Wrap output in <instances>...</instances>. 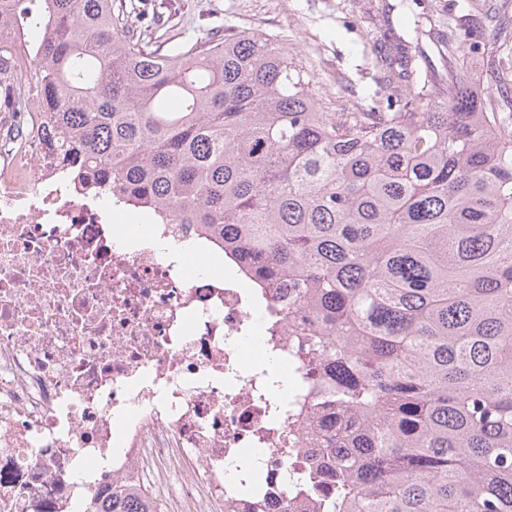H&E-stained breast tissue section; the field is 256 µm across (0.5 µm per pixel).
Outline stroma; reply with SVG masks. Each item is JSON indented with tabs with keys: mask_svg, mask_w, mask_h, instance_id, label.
<instances>
[{
	"mask_svg": "<svg viewBox=\"0 0 512 512\" xmlns=\"http://www.w3.org/2000/svg\"><path fill=\"white\" fill-rule=\"evenodd\" d=\"M186 32L222 25L273 36L302 61L327 112L366 111L382 77L380 55L398 39L414 73L448 52L485 82L491 63L512 71V39L500 18L512 0H165Z\"/></svg>",
	"mask_w": 512,
	"mask_h": 512,
	"instance_id": "1",
	"label": "stroma"
}]
</instances>
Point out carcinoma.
<instances>
[{
  "instance_id": "carcinoma-1",
  "label": "carcinoma",
  "mask_w": 512,
  "mask_h": 512,
  "mask_svg": "<svg viewBox=\"0 0 512 512\" xmlns=\"http://www.w3.org/2000/svg\"><path fill=\"white\" fill-rule=\"evenodd\" d=\"M138 22L134 0H0L1 63L40 30L29 76L60 168L295 289L325 512H512L509 75L480 92L450 54L407 92L389 70L366 112H325L269 36L166 49Z\"/></svg>"
}]
</instances>
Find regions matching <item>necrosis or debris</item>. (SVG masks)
<instances>
[{
  "mask_svg": "<svg viewBox=\"0 0 512 512\" xmlns=\"http://www.w3.org/2000/svg\"><path fill=\"white\" fill-rule=\"evenodd\" d=\"M0 77V512H321L333 481L285 289L215 273L190 224L71 185L42 141L26 42ZM131 223L120 231L115 221ZM261 357L243 359L246 340Z\"/></svg>",
  "mask_w": 512,
  "mask_h": 512,
  "instance_id": "4bbe7bcc",
  "label": "necrosis or debris"
}]
</instances>
